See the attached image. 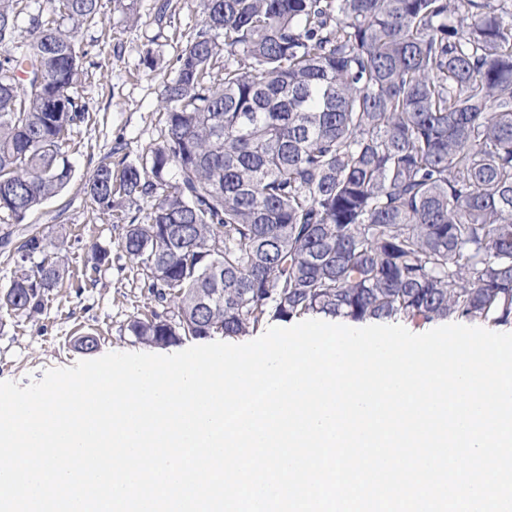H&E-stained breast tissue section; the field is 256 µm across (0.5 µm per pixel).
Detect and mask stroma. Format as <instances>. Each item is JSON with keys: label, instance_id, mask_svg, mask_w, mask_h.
I'll use <instances>...</instances> for the list:
<instances>
[{"label": "stroma", "instance_id": "1", "mask_svg": "<svg viewBox=\"0 0 512 512\" xmlns=\"http://www.w3.org/2000/svg\"><path fill=\"white\" fill-rule=\"evenodd\" d=\"M201 20L200 0H102L98 23L64 20L85 53L86 75L72 95L88 110L62 146L71 167L65 189L22 223L0 214V291L15 275L14 243L33 231L63 238L59 257L67 274L41 312L0 313V381L24 387L47 369L86 360L74 346L80 336L96 337L100 356L145 352L127 323L156 303L143 272L118 248L123 221L103 215L85 184L104 156L134 163L161 144L163 88ZM95 246L109 254L97 272L88 263Z\"/></svg>", "mask_w": 512, "mask_h": 512}]
</instances>
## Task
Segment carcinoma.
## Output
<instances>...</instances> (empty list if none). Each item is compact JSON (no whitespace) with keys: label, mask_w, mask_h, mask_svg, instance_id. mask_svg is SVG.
Segmentation results:
<instances>
[{"label":"carcinoma","mask_w":512,"mask_h":512,"mask_svg":"<svg viewBox=\"0 0 512 512\" xmlns=\"http://www.w3.org/2000/svg\"><path fill=\"white\" fill-rule=\"evenodd\" d=\"M21 2L0 0V212L18 223L69 182L62 145L88 111L61 21L100 15V0H44L19 53ZM201 4L164 85V140L86 183L104 214L149 199L119 248L174 312L130 334L167 347L313 314L511 326L512 4ZM26 249L38 263L0 296L10 313L41 311L64 277L46 237Z\"/></svg>","instance_id":"obj_1"}]
</instances>
